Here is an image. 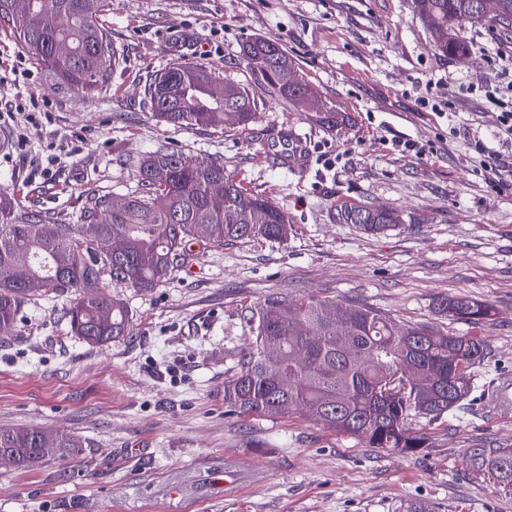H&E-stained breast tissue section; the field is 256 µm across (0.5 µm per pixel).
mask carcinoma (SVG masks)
Instances as JSON below:
<instances>
[{
	"label": "carcinoma",
	"instance_id": "cac0c4a2",
	"mask_svg": "<svg viewBox=\"0 0 512 512\" xmlns=\"http://www.w3.org/2000/svg\"><path fill=\"white\" fill-rule=\"evenodd\" d=\"M482 0H413L434 51L464 60L468 41L457 23L469 19L512 32V0H498L496 13L482 12ZM112 0H0V27L64 89L91 97L108 86L120 57L112 33L99 18ZM248 68L275 96L306 109L315 92L297 74L294 61L277 43L253 39L242 49ZM151 115L177 128L215 129L227 123L226 103H240L237 125L256 117L250 90L225 83L204 67L176 62L145 85ZM183 155L160 147L136 170V189L124 204L111 196L85 195L80 223L63 224L47 212L29 209L0 189V330H10L36 292L73 297L65 308L71 332L93 347L132 335L124 300L106 289L116 283L147 290L171 279L193 258L196 245L222 246L252 237L282 241L288 214L273 200L246 192L216 158L181 163ZM336 221L370 233L405 223L397 210L343 205ZM99 226L100 246L85 239L81 225ZM435 313L451 322L485 325L494 316L488 303L472 297H443ZM329 304L313 298L270 295L252 313L256 339L239 371L224 380V403L244 414L279 415L302 409L316 424L361 440L369 448L416 453L427 447L412 418L436 419L471 390V369L486 355L478 336L401 327L386 314L352 303L339 304L342 321L326 315ZM279 349L275 363L264 352ZM407 361L418 376L408 390L396 382ZM52 443L60 457L80 452L83 442L40 428L0 429V448L15 453V467L41 462L38 449ZM470 466L512 488V450L475 448Z\"/></svg>",
	"mask_w": 512,
	"mask_h": 512
}]
</instances>
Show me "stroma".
Here are the masks:
<instances>
[{"label":"stroma","mask_w":512,"mask_h":512,"mask_svg":"<svg viewBox=\"0 0 512 512\" xmlns=\"http://www.w3.org/2000/svg\"><path fill=\"white\" fill-rule=\"evenodd\" d=\"M122 64L89 98L57 88L0 29V188L22 205L76 224L87 191L125 198L134 164L165 147L216 158L251 193L288 214L287 241L195 246L176 278L139 291L110 284L131 336L103 348L72 336L65 296L34 295L0 334V429L81 437V455L19 470L0 465V512H512V491L470 467L471 449L512 448V406L485 410L494 380L512 375V190L477 172L482 140L503 158L512 142V33L469 20L472 56L436 54L412 0H112L101 18ZM277 42L336 129L271 96L241 57ZM174 62L210 69L258 100L249 127L176 128L142 106L151 74ZM465 80L452 107L432 82ZM309 162L275 153L288 128ZM415 143L412 151L403 150ZM393 208L408 223L381 235L336 221L342 205ZM272 294L356 303L400 325L483 337L466 399L418 417L420 453L369 448L300 410L242 415L224 380L250 352V317ZM491 304L487 325L452 323L433 303Z\"/></svg>","instance_id":"1"}]
</instances>
